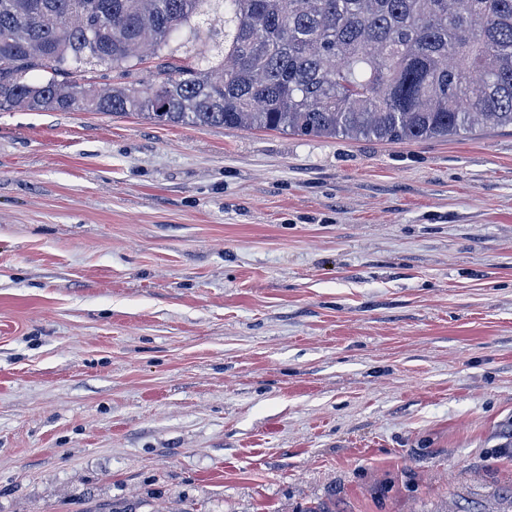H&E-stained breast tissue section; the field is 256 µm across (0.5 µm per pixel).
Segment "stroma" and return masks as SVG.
<instances>
[{"label":"stroma","mask_w":512,"mask_h":512,"mask_svg":"<svg viewBox=\"0 0 512 512\" xmlns=\"http://www.w3.org/2000/svg\"><path fill=\"white\" fill-rule=\"evenodd\" d=\"M512 488V130L0 110V512H440Z\"/></svg>","instance_id":"obj_1"}]
</instances>
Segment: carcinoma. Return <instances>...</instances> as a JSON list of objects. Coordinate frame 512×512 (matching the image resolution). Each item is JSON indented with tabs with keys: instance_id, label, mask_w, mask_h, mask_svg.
Masks as SVG:
<instances>
[{
	"instance_id": "obj_1",
	"label": "carcinoma",
	"mask_w": 512,
	"mask_h": 512,
	"mask_svg": "<svg viewBox=\"0 0 512 512\" xmlns=\"http://www.w3.org/2000/svg\"><path fill=\"white\" fill-rule=\"evenodd\" d=\"M145 52L151 81H78ZM2 109L390 142L512 128V0H0Z\"/></svg>"
}]
</instances>
